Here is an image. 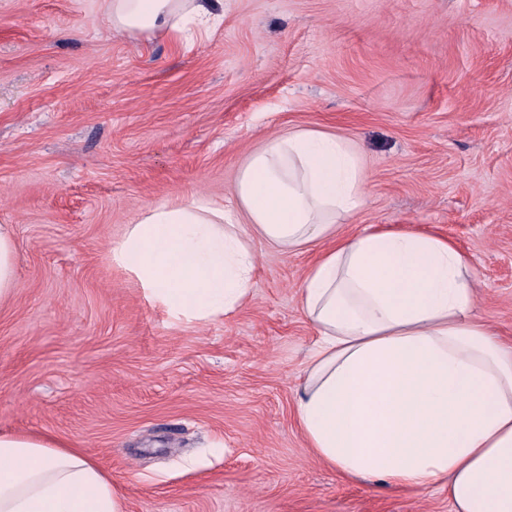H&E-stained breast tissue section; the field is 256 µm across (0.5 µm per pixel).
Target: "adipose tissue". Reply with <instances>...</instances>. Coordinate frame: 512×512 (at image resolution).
<instances>
[{
  "instance_id": "1",
  "label": "adipose tissue",
  "mask_w": 512,
  "mask_h": 512,
  "mask_svg": "<svg viewBox=\"0 0 512 512\" xmlns=\"http://www.w3.org/2000/svg\"><path fill=\"white\" fill-rule=\"evenodd\" d=\"M112 32L192 44L221 23L211 0H104ZM362 160L344 136L297 129L240 167L234 210L196 196L143 208L111 258L173 317L208 324L250 297L255 235L284 250L335 245L308 269L300 306L317 339L297 416L313 455L394 489L448 484L452 512H512V347L475 314L467 255L414 231L342 235L364 202ZM0 224V304L18 277ZM0 512H124L82 449L0 433Z\"/></svg>"
}]
</instances>
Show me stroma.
Wrapping results in <instances>:
<instances>
[{
  "label": "stroma",
  "instance_id": "35a3bbf8",
  "mask_svg": "<svg viewBox=\"0 0 512 512\" xmlns=\"http://www.w3.org/2000/svg\"><path fill=\"white\" fill-rule=\"evenodd\" d=\"M315 128L366 167L347 233L410 229L472 264L512 344V0H224L186 48L110 32L103 0H0V431L86 451L126 512H451L316 460L296 416L316 249L260 238L250 299L205 325L109 250L145 207L226 199L246 157ZM19 260L12 225L0 224V304L7 302L18 277Z\"/></svg>",
  "mask_w": 512,
  "mask_h": 512
}]
</instances>
